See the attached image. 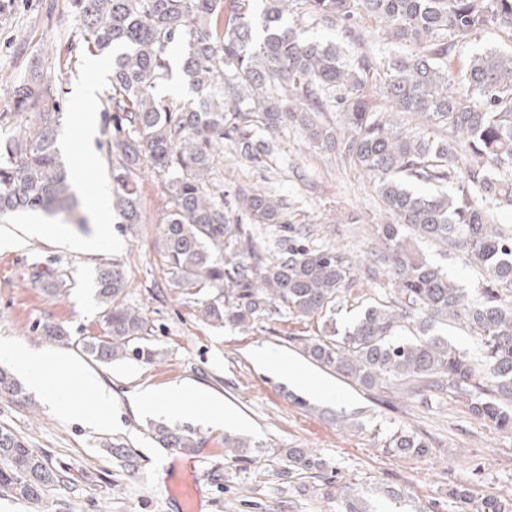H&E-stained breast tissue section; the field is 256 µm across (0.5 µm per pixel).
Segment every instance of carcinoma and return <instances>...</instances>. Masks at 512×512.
I'll return each mask as SVG.
<instances>
[{"label":"carcinoma","instance_id":"carcinoma-1","mask_svg":"<svg viewBox=\"0 0 512 512\" xmlns=\"http://www.w3.org/2000/svg\"><path fill=\"white\" fill-rule=\"evenodd\" d=\"M87 51L112 56V114L108 153L115 183L113 207L124 223H141L138 175L149 164L168 201L156 219L161 252L179 293L197 300L207 322L246 330L289 315L297 320L333 318L355 286L356 258L333 247L282 241L278 255L264 256L247 224L224 214V190L212 172L224 143L246 160L271 157L280 129L293 126L313 148L337 152L368 174L392 223L382 224L380 250L371 260L388 267V287L348 327L300 336L305 356L367 390L402 386L412 396L451 391L471 413L497 427L512 426V229L494 212L512 209V52L486 49L460 71L451 66L470 36L494 27L512 34V0H74ZM299 20L345 26L379 22L386 38L406 49L386 63L384 93L390 111L379 112L365 93L373 75L370 59L346 57L334 42L303 37L288 24L297 4ZM181 51V71L194 99L159 97L155 88L171 74L170 58ZM57 67L48 57L12 88L14 111L0 124L13 135L0 138V218L41 211L72 214L69 170L57 147L63 104L54 85ZM414 115L446 132L432 137L405 129ZM411 182L429 186L425 192ZM454 186L452 193L443 191ZM253 224L285 223L284 201L254 190L238 198ZM434 242L486 271L480 297L429 264L417 249ZM30 283L54 297L62 282L51 266L25 271ZM103 304L101 334L78 341L94 361L133 359L153 363L159 350L140 308L127 300L119 264L97 274ZM478 338L483 356L469 354L434 333L448 321ZM411 329L413 338L399 337ZM40 335L68 344L70 334L45 322ZM153 438L163 448L197 447L188 430L159 423ZM127 476L139 459L119 441L107 443ZM251 440L224 433V460L253 461ZM388 448L399 457H420L429 444L398 430ZM281 475L291 478L320 468L305 448L281 451ZM63 481L24 439L0 427V495L42 503ZM474 512H506L494 496L470 500Z\"/></svg>","mask_w":512,"mask_h":512}]
</instances>
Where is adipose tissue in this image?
Listing matches in <instances>:
<instances>
[{
	"mask_svg": "<svg viewBox=\"0 0 512 512\" xmlns=\"http://www.w3.org/2000/svg\"><path fill=\"white\" fill-rule=\"evenodd\" d=\"M254 358L269 372L292 377L299 384L325 396H333L326 383L311 379L300 364L290 358L266 350L256 351ZM15 365L24 375L28 388L41 394L61 418L80 419L84 426L103 431L112 426V391L100 375L84 363L53 352L35 351L9 340L0 339V362ZM139 404L160 416H171L184 406L193 405L218 421L224 416L221 406L203 391L188 392L184 385L172 383L163 388L146 387L137 396Z\"/></svg>",
	"mask_w": 512,
	"mask_h": 512,
	"instance_id": "1",
	"label": "adipose tissue"
}]
</instances>
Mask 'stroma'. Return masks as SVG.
Returning a JSON list of instances; mask_svg holds the SVG:
<instances>
[{
	"label": "stroma",
	"instance_id": "obj_1",
	"mask_svg": "<svg viewBox=\"0 0 512 512\" xmlns=\"http://www.w3.org/2000/svg\"><path fill=\"white\" fill-rule=\"evenodd\" d=\"M360 29L362 39L355 43L345 40L343 26H304L306 37L340 43L352 58L366 53L380 63L398 53L378 24L364 21ZM50 54L60 63L54 80L64 102L59 146L69 168L85 169L73 183L83 203L98 189H114L100 110L110 64L83 46L73 0H0V113L12 109L9 83ZM89 82L95 96L88 103L77 89ZM279 140L278 154L264 163L225 150L215 179L224 190L230 222L247 221L233 204L240 191L266 187L288 202L285 224L254 231L267 257H275L290 228L312 224L317 228L313 244L339 246L358 256L356 276L363 293L386 285L385 267L368 258L379 245L378 225L389 221L369 178L339 155L311 148L295 128H284ZM89 153L94 159L87 167L83 159ZM166 203L160 182L146 170L139 182L141 223H123L114 209L106 211L103 224L111 230V248L91 253L75 248V241L95 235L99 225L64 224L60 236L31 239L0 254V339L82 358L76 340L101 330L97 268L114 261L124 270L129 303L147 317L152 340L162 350L151 364H94L113 394L112 426L105 431L58 417L30 391L0 395V427L22 436L65 478L37 506L0 497V512H183L176 494L182 484L194 488L199 512H345L350 500L362 502L366 512H467V504L453 494L457 488L512 505V429L476 418L464 399H405L392 388L369 392L319 368L304 359L296 343L297 337L317 333L314 321L286 316L247 331L203 321L196 301L172 288L159 251L161 230L155 218ZM422 252L464 287L482 285L481 272L465 257L431 244L423 245ZM36 264L51 265L62 275L66 286L58 296L47 297L24 280V271ZM47 321L63 326L72 345L41 336L38 327ZM257 349L300 361L306 373L334 388L335 397H318L284 375L259 368L253 356ZM171 383L207 391L225 411L218 424L191 409L168 418V425L196 433L199 446L191 453L158 447L152 439L158 416L134 406L145 387ZM400 429L424 437L428 453L391 456L386 439ZM228 431L252 439L259 463L225 465ZM113 438L136 453V477H127L105 448ZM282 448L308 449L326 468L294 481L279 479Z\"/></svg>",
	"mask_w": 512,
	"mask_h": 512
}]
</instances>
